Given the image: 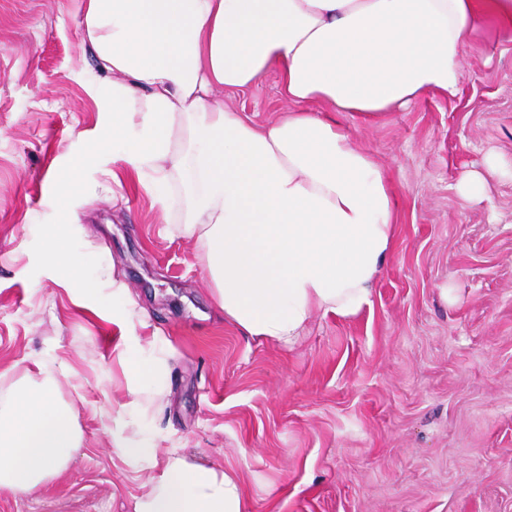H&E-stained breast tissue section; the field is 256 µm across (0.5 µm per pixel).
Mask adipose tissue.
I'll return each instance as SVG.
<instances>
[{
  "label": "adipose tissue",
  "instance_id": "adipose-tissue-1",
  "mask_svg": "<svg viewBox=\"0 0 512 512\" xmlns=\"http://www.w3.org/2000/svg\"><path fill=\"white\" fill-rule=\"evenodd\" d=\"M485 8L512 32V0H82L80 41L112 86V123L88 151L111 149L127 185L160 198L185 165L174 229L194 240L216 307L247 336L293 345L316 314L368 306L393 252L390 189L342 116L458 97ZM271 71L285 116L257 125L225 106ZM114 349L136 382L120 406L131 416L162 360L130 362L124 339ZM4 380L0 494L32 495L72 463L82 430L45 364ZM134 512L251 505L236 472L172 454Z\"/></svg>",
  "mask_w": 512,
  "mask_h": 512
}]
</instances>
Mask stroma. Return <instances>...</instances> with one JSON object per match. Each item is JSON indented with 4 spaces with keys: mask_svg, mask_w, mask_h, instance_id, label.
Returning <instances> with one entry per match:
<instances>
[{
    "mask_svg": "<svg viewBox=\"0 0 512 512\" xmlns=\"http://www.w3.org/2000/svg\"><path fill=\"white\" fill-rule=\"evenodd\" d=\"M80 9L0 0V371L57 369L83 432L66 471L0 495V512H134L173 452L238 471L253 512H512V36L484 21L456 99L352 121L393 193L394 252L370 306L315 316L288 348L217 316L194 242L148 193L113 197L111 151H86L112 115ZM224 102L257 124L288 109L274 72ZM72 164L62 210L53 172ZM475 171L486 187L464 193ZM53 231L100 298L133 311L129 357L168 356L142 394L157 462L112 447V401L128 396L115 328L74 305Z\"/></svg>",
    "mask_w": 512,
    "mask_h": 512,
    "instance_id": "stroma-1",
    "label": "stroma"
}]
</instances>
